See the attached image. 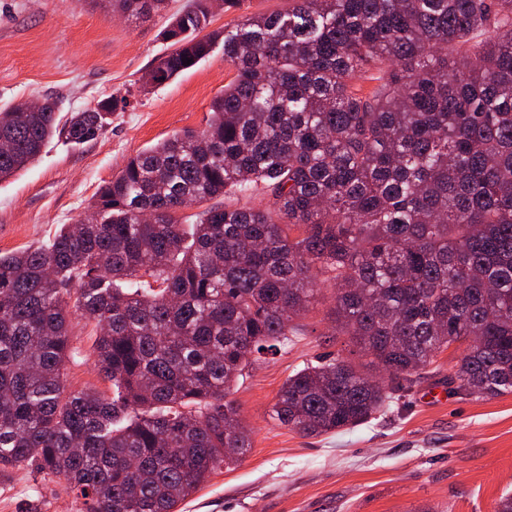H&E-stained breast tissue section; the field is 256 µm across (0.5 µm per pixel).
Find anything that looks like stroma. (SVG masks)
Listing matches in <instances>:
<instances>
[{
  "label": "stroma",
  "mask_w": 512,
  "mask_h": 512,
  "mask_svg": "<svg viewBox=\"0 0 512 512\" xmlns=\"http://www.w3.org/2000/svg\"><path fill=\"white\" fill-rule=\"evenodd\" d=\"M188 0H168L146 20L107 13L90 0H0V106L53 98L61 113L106 98L120 105L95 141L53 139L34 164L0 181V252L49 242L76 223L127 158L173 133L205 126L213 100L234 78L222 44L158 86L143 77L171 50L163 32ZM335 289L296 319L286 349L252 365L232 398L251 431L243 460L210 476L178 512H495L512 493V393L475 399L450 393L464 347L440 353L428 374L390 409L353 430L306 437L271 410L296 370L342 357L367 359L332 333ZM92 331L75 325L67 386L108 389L90 356ZM42 512H76L65 481L25 468L0 476V512H18L33 489Z\"/></svg>",
  "instance_id": "stroma-1"
}]
</instances>
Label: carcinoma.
Wrapping results in <instances>:
<instances>
[{"instance_id": "cac0c4a2", "label": "carcinoma", "mask_w": 512, "mask_h": 512, "mask_svg": "<svg viewBox=\"0 0 512 512\" xmlns=\"http://www.w3.org/2000/svg\"><path fill=\"white\" fill-rule=\"evenodd\" d=\"M105 3L142 20L166 7ZM210 18L190 0L146 75L161 84L222 40L235 76L205 128L129 157L95 194L98 218L0 253V475L62 478L77 512H175L245 457L230 390L291 342L323 282L333 329L388 381L307 365L277 394L280 424L359 426L458 343V392H512V0H289L203 36ZM370 68L380 84L363 96L353 80ZM118 106L64 121L50 98L0 108V180L56 137L98 139ZM218 197L184 224L186 205ZM78 318L109 394L67 388Z\"/></svg>"}]
</instances>
